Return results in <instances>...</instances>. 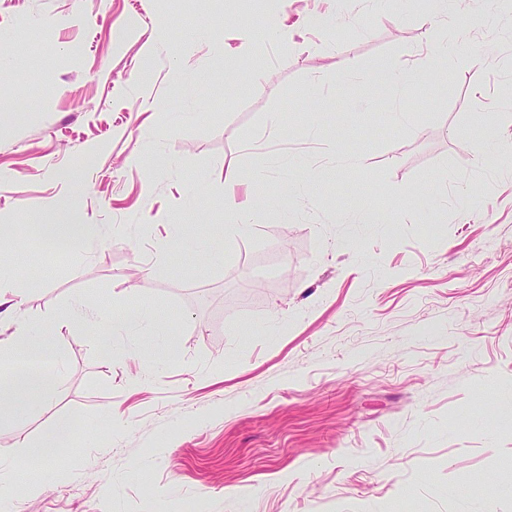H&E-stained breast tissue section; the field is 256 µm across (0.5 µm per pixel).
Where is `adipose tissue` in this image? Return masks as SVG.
Listing matches in <instances>:
<instances>
[{
    "instance_id": "1",
    "label": "adipose tissue",
    "mask_w": 512,
    "mask_h": 512,
    "mask_svg": "<svg viewBox=\"0 0 512 512\" xmlns=\"http://www.w3.org/2000/svg\"><path fill=\"white\" fill-rule=\"evenodd\" d=\"M22 306V301L0 295V311L15 323L12 335L0 339V355L20 363L13 375L0 383V405L8 404L12 412L21 414L40 409L58 389L60 359L54 342L58 330L91 320L107 324L115 331H128L140 319L136 313L115 315L102 308L92 310L78 305L64 311L56 323L36 328L25 320Z\"/></svg>"
}]
</instances>
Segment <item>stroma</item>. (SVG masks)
Listing matches in <instances>:
<instances>
[{
  "label": "stroma",
  "instance_id": "stroma-1",
  "mask_svg": "<svg viewBox=\"0 0 512 512\" xmlns=\"http://www.w3.org/2000/svg\"><path fill=\"white\" fill-rule=\"evenodd\" d=\"M495 2L446 32L415 0H0V254L43 271L12 282L25 317L146 316L59 331L56 395L0 417V512H512V151L482 142L512 137ZM203 26L231 51L255 35L223 80ZM410 62L391 99L382 66ZM228 169L237 201L284 204L213 263L171 231H224ZM364 203L384 223H339ZM62 205L99 226L90 245L36 235Z\"/></svg>",
  "mask_w": 512,
  "mask_h": 512
}]
</instances>
